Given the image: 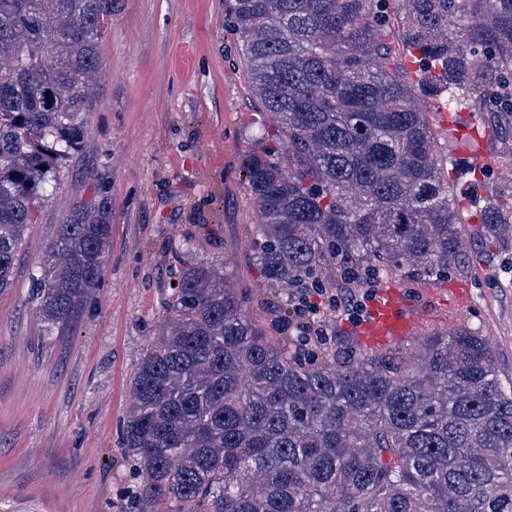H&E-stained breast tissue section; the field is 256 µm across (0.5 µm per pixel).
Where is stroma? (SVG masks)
Returning a JSON list of instances; mask_svg holds the SVG:
<instances>
[{
  "instance_id": "stroma-1",
  "label": "stroma",
  "mask_w": 512,
  "mask_h": 512,
  "mask_svg": "<svg viewBox=\"0 0 512 512\" xmlns=\"http://www.w3.org/2000/svg\"><path fill=\"white\" fill-rule=\"evenodd\" d=\"M437 126L448 170L465 196L512 187V121L461 111ZM272 119L254 95L224 0H114L102 42L88 132L56 191L34 214L0 291V512H119L132 480L121 447L135 367L165 315L179 271L215 264L276 310L253 264L257 207L244 166ZM105 190L109 263L77 321L44 333L31 276L74 204ZM464 257L444 279L402 280L424 334L466 326L489 341L512 380V241L462 227ZM461 287V306L448 291ZM358 318L342 310L322 328L339 348L371 353Z\"/></svg>"
}]
</instances>
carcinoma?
<instances>
[{
  "label": "carcinoma",
  "mask_w": 512,
  "mask_h": 512,
  "mask_svg": "<svg viewBox=\"0 0 512 512\" xmlns=\"http://www.w3.org/2000/svg\"><path fill=\"white\" fill-rule=\"evenodd\" d=\"M112 0H0V291L33 213L87 133ZM252 90L276 120L246 166L254 264L276 322L214 265L184 267L131 380L120 512H512V381L468 327L417 355L345 357L295 328L309 288L448 275L464 208L428 113L512 116V0H224ZM418 54L410 76L399 62ZM499 235L512 189L481 207ZM107 192L73 206L33 275L48 333L109 261Z\"/></svg>",
  "instance_id": "obj_1"
}]
</instances>
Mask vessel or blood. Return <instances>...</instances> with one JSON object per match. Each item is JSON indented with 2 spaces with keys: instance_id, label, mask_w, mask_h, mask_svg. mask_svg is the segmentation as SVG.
I'll use <instances>...</instances> for the list:
<instances>
[{
  "instance_id": "obj_1",
  "label": "vessel or blood",
  "mask_w": 512,
  "mask_h": 512,
  "mask_svg": "<svg viewBox=\"0 0 512 512\" xmlns=\"http://www.w3.org/2000/svg\"><path fill=\"white\" fill-rule=\"evenodd\" d=\"M422 322L419 310L405 299L396 284L391 283L372 302L361 334L369 346L384 347L417 335Z\"/></svg>"
}]
</instances>
